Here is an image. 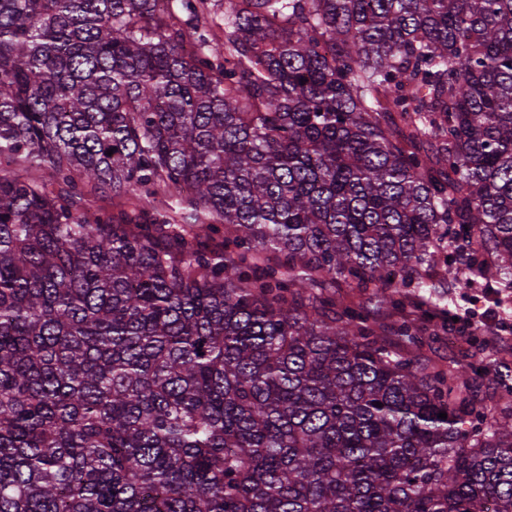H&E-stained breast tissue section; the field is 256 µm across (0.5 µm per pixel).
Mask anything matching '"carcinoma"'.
<instances>
[{
  "label": "carcinoma",
  "mask_w": 512,
  "mask_h": 512,
  "mask_svg": "<svg viewBox=\"0 0 512 512\" xmlns=\"http://www.w3.org/2000/svg\"><path fill=\"white\" fill-rule=\"evenodd\" d=\"M180 2L0 0V512H512V0ZM482 288L484 287L479 284L469 283L466 275H462L459 278L456 288L452 290L454 301L452 304L450 303L449 307L447 306V317L458 314L460 317L466 318L468 316L467 311H472L475 314L482 313L485 308ZM486 301L490 304L488 305V303H486L488 307H486L484 311V321L482 324L488 329L496 328L497 331L501 333L500 336L498 334L491 343L493 347H496L499 346L500 343L506 342V338L502 337V334L510 338V335H505L508 334V332H501L502 330L498 328L502 326L500 317L503 318L507 324L512 323V298L509 296L508 300L503 302L502 307L499 309L501 316L498 312L500 300L493 295L486 294ZM447 317L446 319H448ZM485 332L478 330L470 336V346L467 350H461L455 343H451L449 336L454 337V332H440L439 336H425L423 352L435 366L444 369L454 368L458 365H465L475 370L477 390L480 398L483 399L487 408L489 417L498 416L500 411L506 406H512V378L505 382L498 378L485 376L482 371L484 367L493 359L504 361L512 367V351L506 359L497 352L485 347Z\"/></svg>",
  "instance_id": "cac0c4a2"
}]
</instances>
